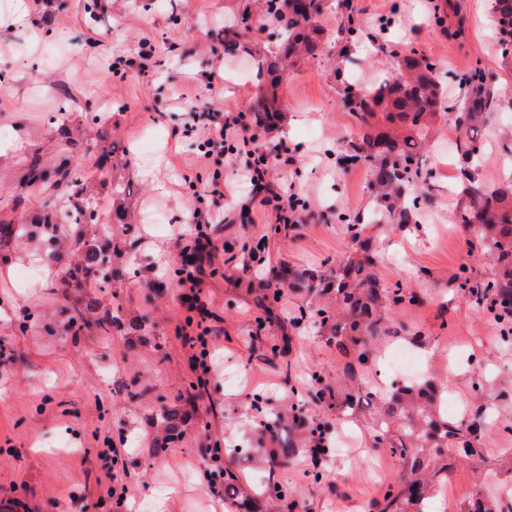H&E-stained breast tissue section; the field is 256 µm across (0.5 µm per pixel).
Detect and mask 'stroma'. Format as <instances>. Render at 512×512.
I'll use <instances>...</instances> for the list:
<instances>
[{
    "mask_svg": "<svg viewBox=\"0 0 512 512\" xmlns=\"http://www.w3.org/2000/svg\"><path fill=\"white\" fill-rule=\"evenodd\" d=\"M360 22L353 52L301 62L283 78V122L259 135L260 151L287 144L295 170L270 169L274 197H253L241 178L246 154H227L202 168L197 160L205 121L225 110L247 112L259 81L251 57L225 58L212 86L195 85L207 70L212 27L235 15L239 0H0V220H20L61 207L47 185L24 186L30 158L54 167L70 155L96 170L100 135L121 141L107 182L97 184L102 210L112 184L137 190L131 220L134 255L120 263L111 288H59L34 264L21 279L17 254L43 255L41 239L0 253V512H221L224 496L204 477L208 448L236 459L241 483L265 495L261 451L268 413L304 405L311 421L335 420L327 403L313 402V377L337 385L346 357L329 344L310 316L322 298L284 288L263 299L257 283L282 267L315 272L359 259L341 216L359 217L375 249L381 286L414 293L390 314L392 334L364 369L381 380L384 360L408 345L420 367L446 381L449 412L468 411L476 386L494 400L495 424L481 437L482 461L457 463L440 490L449 512H463L477 489L512 503V345L489 305L461 286L491 279L494 267L459 224L461 134L438 119L436 147L426 160L428 197L418 223L374 222L378 204L368 190L367 162H341L339 147L387 124L385 113L362 123L342 102V83L366 87L393 70L392 54L417 47L439 65L447 104L462 96L459 80L475 66L495 76L500 118L476 139L474 159L490 183H512V151L503 118L512 119V57L503 56L491 18L492 0H351ZM153 58L147 71L134 61L142 42ZM79 143L67 152V141ZM220 194H212L213 180ZM307 201L298 221L275 231L276 194ZM21 206H13V199ZM223 215L213 225L219 253L205 268L202 308L172 278L192 235V212ZM95 298L124 323L123 330L90 325L61 335L60 306ZM205 321L210 354L198 366L177 328ZM178 410L181 434L153 454L163 411ZM332 432L319 466L300 455L280 473L295 512H371L399 468L372 448L368 418ZM319 470L321 481L311 472ZM127 487L125 504L109 487Z\"/></svg>",
    "mask_w": 512,
    "mask_h": 512,
    "instance_id": "1",
    "label": "stroma"
}]
</instances>
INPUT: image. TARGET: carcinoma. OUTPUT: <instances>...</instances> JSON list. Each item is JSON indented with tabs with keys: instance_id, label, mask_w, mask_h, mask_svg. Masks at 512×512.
<instances>
[{
	"instance_id": "1",
	"label": "carcinoma",
	"mask_w": 512,
	"mask_h": 512,
	"mask_svg": "<svg viewBox=\"0 0 512 512\" xmlns=\"http://www.w3.org/2000/svg\"><path fill=\"white\" fill-rule=\"evenodd\" d=\"M346 10V24L340 28L345 38L337 42L339 52L349 53L358 31L357 18L350 0H292L286 6L282 0H247L240 21L224 24L217 33L224 52L234 55L242 51L257 57V76L273 91L260 92L245 115L252 128H270L283 116V104L274 88L283 78L287 65L297 59H316L329 43L319 19L332 9ZM259 11L258 21L272 22L278 31L276 50L262 53L242 41L241 26L247 24L252 10ZM494 22L503 55L512 52V0H494ZM436 64L415 47L407 49L396 60L393 74L369 88L343 83L344 103L359 114L362 121L376 111L388 113V120L400 121L405 132L386 127L376 133H365L362 140L350 144L343 154L346 162L363 159L370 163L369 190L376 198L380 213L391 224H414L420 215L419 197H410L406 188L422 178L425 168V146L428 131L439 116L446 117L457 130L468 137L457 142V152L468 160L477 151L469 133L484 126L488 112L497 103L494 86L485 71L475 68L464 80L465 95L458 106L445 105L444 91L435 75ZM462 184L457 218L471 230L481 249L493 259L496 267L492 280L473 282L464 277L463 287L478 302H490L499 310L498 319L512 323V185L494 187L468 167L460 171ZM25 181L51 184L64 198L61 221L55 214H34L22 223L0 221V249L8 248L27 235L41 233L48 250L45 258L59 259V249L66 245L75 260L66 267L59 288H103L111 285L116 270L112 263L122 259L133 247L128 242L130 229L121 236H109L100 231L101 217L91 201L92 185L84 170L71 166V158L63 159L49 170L39 159L30 160ZM134 194L123 188L112 189V223L128 224V214ZM71 227L66 237L58 235V223ZM351 238L363 251L362 259L337 266L327 273L317 274L307 269H288L289 286L305 288L313 294L333 296L334 306L316 310L320 326L336 343V348L348 355L355 353L352 362L341 366V376L348 380L346 391H334L325 384L322 375L314 376L315 399H336L341 416L350 417L364 408L374 409L372 417V447L381 448L399 461V470L381 498L373 502L372 512H429L428 505L446 482L448 471L464 459L482 458L484 448L479 438L486 422L484 412L478 411L471 420H454L441 411V401L447 388L432 379L393 388L382 396L368 390L361 373L371 358L374 344L391 335L388 313L415 295L403 289L382 288L373 273L375 259L369 240L361 238L359 221L348 223ZM98 303L91 299L83 307L61 309L65 318L62 333L78 335L91 321L116 330L121 319L107 309L98 318L93 312ZM164 436L157 439L153 452L167 448L170 439L178 434L177 415H162ZM291 428L310 434L318 444L325 438L328 424L312 423L303 407L291 410L288 416L269 415L262 429L272 440ZM299 449L288 441L279 444L263 459L267 471L269 493L280 502L283 512H292L288 492L277 481L280 470L296 458ZM224 483V501L235 506L234 512H248L253 503L239 478L224 462L217 477ZM500 505L488 495L473 497L467 512H498Z\"/></svg>"
}]
</instances>
